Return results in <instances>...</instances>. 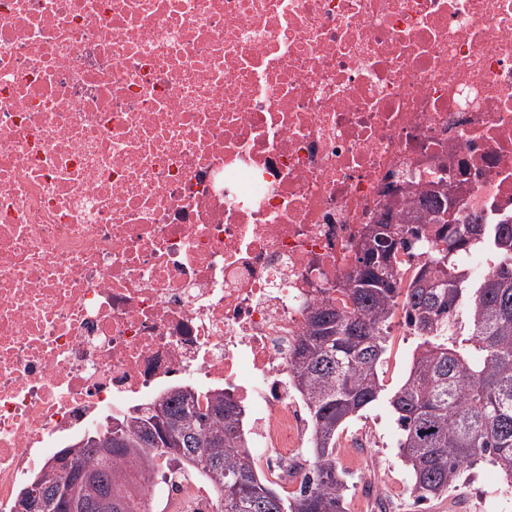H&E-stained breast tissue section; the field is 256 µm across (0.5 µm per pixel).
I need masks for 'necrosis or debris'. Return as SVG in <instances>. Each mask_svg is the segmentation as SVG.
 <instances>
[{
    "label": "necrosis or debris",
    "mask_w": 512,
    "mask_h": 512,
    "mask_svg": "<svg viewBox=\"0 0 512 512\" xmlns=\"http://www.w3.org/2000/svg\"><path fill=\"white\" fill-rule=\"evenodd\" d=\"M433 192L512 219V0H0V512L178 388L247 403L297 487L309 307Z\"/></svg>",
    "instance_id": "4bbe7bcc"
}]
</instances>
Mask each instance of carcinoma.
Returning a JSON list of instances; mask_svg holds the SVG:
<instances>
[{
	"label": "carcinoma",
	"mask_w": 512,
	"mask_h": 512,
	"mask_svg": "<svg viewBox=\"0 0 512 512\" xmlns=\"http://www.w3.org/2000/svg\"><path fill=\"white\" fill-rule=\"evenodd\" d=\"M423 207L403 224L388 214L364 235L347 278L353 287L343 289L346 302L309 308L290 359V381L314 431V465L299 492H280L258 473L244 409L233 398L220 392L202 403L199 395L176 390L65 445L96 486L75 484L68 499L59 498L52 463L38 472L43 512H106L109 497L112 512H147L142 499L122 493L120 460L140 472L173 464L204 476L221 512H346L349 488L336 439L384 391L381 365L398 308L419 337L408 374L390 397L416 498L448 493L464 469L480 462L497 467L512 488V262L494 265L478 280L466 269L483 249L512 258V222L464 223L442 194L427 195ZM401 254L420 258L407 284ZM463 307L470 314L465 335L455 324ZM197 448L206 456L195 454Z\"/></svg>",
	"instance_id": "1"
}]
</instances>
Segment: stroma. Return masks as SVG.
I'll return each mask as SVG.
<instances>
[{
  "label": "stroma",
  "instance_id": "obj_1",
  "mask_svg": "<svg viewBox=\"0 0 512 512\" xmlns=\"http://www.w3.org/2000/svg\"><path fill=\"white\" fill-rule=\"evenodd\" d=\"M418 337L410 334L401 321H393L381 377L387 392L402 382L412 360ZM400 430L385 397L379 398L362 416L350 421L337 439L338 464L350 486L347 512H380L378 502L359 496L357 486L388 485L393 489L390 512H512V494L495 468L485 465L465 469L459 486L447 496L416 503L410 474L399 454Z\"/></svg>",
  "mask_w": 512,
  "mask_h": 512
}]
</instances>
